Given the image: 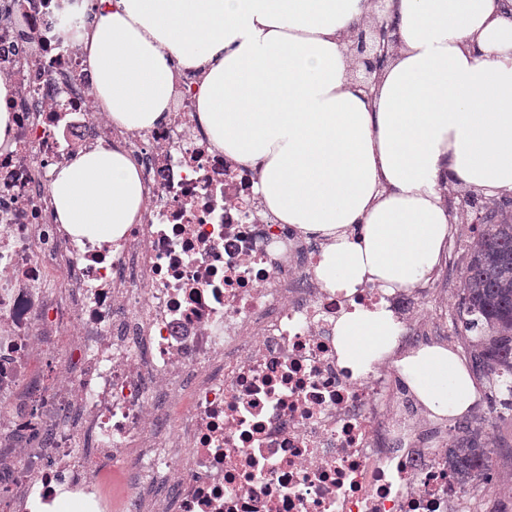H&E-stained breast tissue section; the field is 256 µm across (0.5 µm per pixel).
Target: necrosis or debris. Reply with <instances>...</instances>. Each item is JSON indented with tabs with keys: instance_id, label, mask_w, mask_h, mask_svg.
I'll return each mask as SVG.
<instances>
[{
	"instance_id": "obj_1",
	"label": "necrosis or debris",
	"mask_w": 512,
	"mask_h": 512,
	"mask_svg": "<svg viewBox=\"0 0 512 512\" xmlns=\"http://www.w3.org/2000/svg\"><path fill=\"white\" fill-rule=\"evenodd\" d=\"M74 3L0 0L16 117L0 148V512L60 496L88 512H497L385 417L390 374L356 382L339 362L343 310L412 298L317 282L320 243L207 143L199 73L179 74L163 126L94 115L62 35ZM116 141L142 168V221L76 239L52 219L50 168Z\"/></svg>"
}]
</instances>
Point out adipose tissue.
Wrapping results in <instances>:
<instances>
[{
	"mask_svg": "<svg viewBox=\"0 0 512 512\" xmlns=\"http://www.w3.org/2000/svg\"><path fill=\"white\" fill-rule=\"evenodd\" d=\"M79 11L92 95L117 129L168 123L176 72L202 71L205 135L257 169L278 223L323 242L325 288L392 295L428 281L452 219L441 182L512 193V0H388L398 45L368 90L341 49L366 0H82ZM48 191L55 223L77 238L114 242L142 219L141 168L116 143L53 166ZM400 332L388 303L355 306L336 321L339 361L364 377ZM396 366L436 416L476 401L448 348Z\"/></svg>",
	"mask_w": 512,
	"mask_h": 512,
	"instance_id": "1",
	"label": "adipose tissue"
}]
</instances>
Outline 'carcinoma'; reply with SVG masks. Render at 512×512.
Returning <instances> with one entry per match:
<instances>
[{
	"label": "carcinoma",
	"instance_id": "cac0c4a2",
	"mask_svg": "<svg viewBox=\"0 0 512 512\" xmlns=\"http://www.w3.org/2000/svg\"><path fill=\"white\" fill-rule=\"evenodd\" d=\"M489 223L480 225L471 243L470 261L458 304L466 332L479 333L470 359L475 374L489 386L506 385L512 397V218L494 221L500 203L481 202ZM485 434L472 423L457 426L448 440L450 476L467 485L479 476L489 477L490 455Z\"/></svg>",
	"mask_w": 512,
	"mask_h": 512
}]
</instances>
